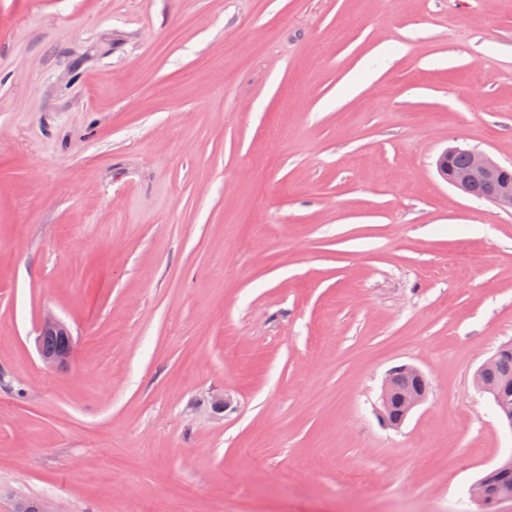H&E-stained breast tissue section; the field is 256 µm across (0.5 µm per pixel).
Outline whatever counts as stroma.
<instances>
[{"mask_svg": "<svg viewBox=\"0 0 512 512\" xmlns=\"http://www.w3.org/2000/svg\"><path fill=\"white\" fill-rule=\"evenodd\" d=\"M455 146L512 164V0H0V512H483L512 211ZM446 149L437 159L436 168L447 183L473 196L476 188L482 187L479 198L485 199L501 209L512 210V166L502 165L490 155L476 149ZM467 152V153H466ZM455 153V154H454ZM464 168L463 170H455ZM468 154V156H467ZM47 333H56L65 336L69 342V349L67 353L61 358H52L43 353L42 349L46 352H55L59 348V340L56 336H44ZM41 336V340H40ZM41 347H40V344ZM38 352L42 363L47 367H58L66 363L71 354L72 334L69 327L64 321L54 315H47L41 321L38 332ZM426 379L425 373L417 366L402 364L388 371L381 387L378 419L383 426L399 428L410 414L422 405L428 396V391L414 390L409 385V379ZM395 397L399 408V416L391 413V399Z\"/></svg>", "mask_w": 512, "mask_h": 512, "instance_id": "obj_1", "label": "stroma"}]
</instances>
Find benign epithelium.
<instances>
[{
	"instance_id": "7a95c632",
	"label": "benign epithelium",
	"mask_w": 512,
	"mask_h": 512,
	"mask_svg": "<svg viewBox=\"0 0 512 512\" xmlns=\"http://www.w3.org/2000/svg\"><path fill=\"white\" fill-rule=\"evenodd\" d=\"M457 149L445 150L436 161L439 175L447 183L472 196L476 194V188H483L479 193L480 198L485 199L501 209L512 210V166L502 165L490 155L476 149L467 150L469 162L467 166L458 171L451 167V157ZM56 333L72 340V334L64 321L54 315L43 318L39 326L38 335ZM512 347L506 343L501 345L495 353L488 358L477 370L474 383L483 393H494L497 398H502L512 392V381H507L502 387L491 390L483 379V373L492 366L498 356ZM426 379L425 373L411 364H402L388 371L381 387L379 406L377 409L380 423L386 427L398 428L403 425L410 414L422 405L428 396V392L415 390L409 385V379Z\"/></svg>"
}]
</instances>
